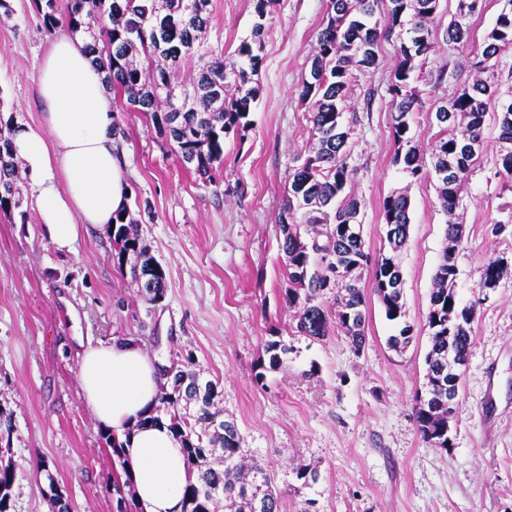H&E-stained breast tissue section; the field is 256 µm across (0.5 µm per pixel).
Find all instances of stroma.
Segmentation results:
<instances>
[{"label":"stroma","mask_w":512,"mask_h":512,"mask_svg":"<svg viewBox=\"0 0 512 512\" xmlns=\"http://www.w3.org/2000/svg\"><path fill=\"white\" fill-rule=\"evenodd\" d=\"M0 14V120L39 124L36 68L53 34L34 0H8ZM458 0H440L435 42L418 87L427 110L469 85L461 46L441 30ZM327 0H270L269 35L252 77L258 96L243 132L224 137V178L203 182L136 112H117L135 232L165 272L164 297L145 301L120 264L107 228L91 229L60 253L35 211L0 214V406L13 414L5 456L16 465L10 512H51L36 474L50 465L71 512H135L112 491L121 465L86 409L77 379L87 341L133 340L161 365L192 361L219 384L217 406L233 417L241 446L282 490L281 512H512V224L500 210L512 189L496 175L499 130L484 125V151L456 211L465 237L455 253L456 291L476 303L473 345L451 421V446L426 444L416 419L426 393V317L445 246L446 215L433 183L393 162V40L381 41L375 69L357 73L344 123L348 165L361 199V231L371 258L388 253L382 200L411 198L409 237L400 254L405 317L388 320L362 272L365 343L343 333L300 335L288 304L278 249L279 215L309 137L300 98ZM257 17L253 0H213L208 46L233 62ZM508 267L497 288L480 289L484 266ZM403 349L389 337L403 325ZM288 347L270 366L264 346ZM319 473L300 479L299 468Z\"/></svg>","instance_id":"stroma-1"}]
</instances>
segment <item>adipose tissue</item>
<instances>
[{"label": "adipose tissue", "mask_w": 512, "mask_h": 512, "mask_svg": "<svg viewBox=\"0 0 512 512\" xmlns=\"http://www.w3.org/2000/svg\"><path fill=\"white\" fill-rule=\"evenodd\" d=\"M44 122L14 126L15 156L32 180L34 204L51 243L72 251L87 226L111 224L128 206V185L112 132V95L84 42L60 35L37 71ZM86 405L124 444L122 479L145 512H182L189 474L167 424L149 423L162 384L158 362L137 343L90 344L78 362Z\"/></svg>", "instance_id": "ef3b65f1"}]
</instances>
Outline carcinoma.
I'll use <instances>...</instances> for the list:
<instances>
[{"label": "carcinoma", "mask_w": 512, "mask_h": 512, "mask_svg": "<svg viewBox=\"0 0 512 512\" xmlns=\"http://www.w3.org/2000/svg\"><path fill=\"white\" fill-rule=\"evenodd\" d=\"M258 21L251 37L237 49L249 68L233 71L207 45L212 0H67L63 20L67 29L87 41L93 66L103 75L106 89L125 98L127 107L140 112L176 148L182 166L211 182L223 166L224 132L244 128L257 88L249 74L257 72L268 28L264 23L269 0H254ZM427 0H328L325 23L317 36L316 53L309 76L301 87L308 102L311 136L317 141L314 154L295 169L288 198L280 215L283 227L281 251L285 275L290 283L288 302L296 308L297 332L320 339L341 331L355 349L365 341L366 304L359 286L361 271L370 262L362 236L345 232L342 226L359 225L362 203L352 192L354 170L344 151L350 135L343 118L353 69L377 66L381 39L399 31L407 38L395 45L397 66L388 92L392 102V134L397 149L394 163L419 179L435 182L442 211L452 214L461 201L472 166L484 148L483 129L488 112H494L499 127L497 174L512 188V98L499 92L498 58L512 48V13L497 14L482 49L471 67L473 83L454 94L428 114L429 125H437L431 163L411 135V124L423 111L421 90L414 85L416 71L423 70L434 48L430 23L435 12L425 8ZM470 7L448 23L446 41L467 42L468 19L483 9L484 0H468ZM43 24L60 23L57 0L40 6ZM383 18H375L377 10ZM195 60L198 74L189 85H177L181 65ZM12 126L0 127V210L23 206L17 181L18 166L10 140ZM411 201L405 193H393L381 204L387 226L390 254L374 263L372 288L381 300L386 317L403 316L402 285L397 253L405 245L410 226ZM129 212L112 219L114 248L118 259L133 257L131 274L153 262L150 276L155 287L146 300L164 296L165 273L150 250L134 233ZM465 236V227L446 224L449 243L434 274L427 327L431 348L426 356V387L429 398L419 400L417 422L423 440L433 448L448 449L449 363L467 361L472 345L476 304L461 305L455 291L457 276L454 254ZM507 268L499 260L488 262L481 284L500 282ZM333 294L336 308L319 301ZM167 384L159 397L158 415L168 417L170 428L182 443L187 467L195 475L186 493L183 512H280V494L267 470L245 462L241 437L232 419L214 409L217 384L175 365L165 371ZM12 462L0 465V512H10L15 484Z\"/></svg>", "instance_id": "obj_1"}]
</instances>
